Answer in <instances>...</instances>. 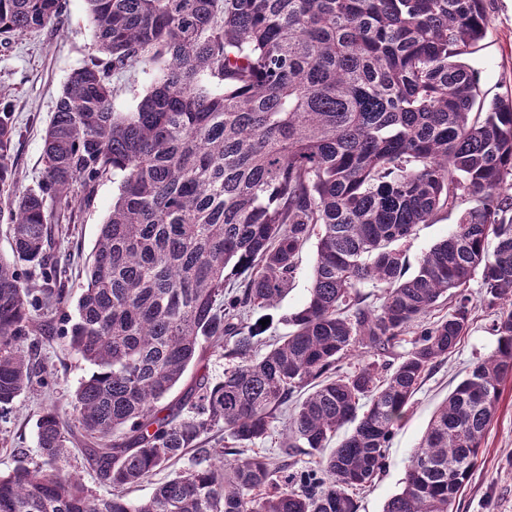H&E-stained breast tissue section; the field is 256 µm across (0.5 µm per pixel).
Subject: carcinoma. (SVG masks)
<instances>
[{"label":"carcinoma","instance_id":"cac0c4a2","mask_svg":"<svg viewBox=\"0 0 512 512\" xmlns=\"http://www.w3.org/2000/svg\"><path fill=\"white\" fill-rule=\"evenodd\" d=\"M105 60L67 79L45 130L44 172L17 193L15 126L0 91V407L30 388L20 339L70 302L51 253L108 174L120 177L64 336L92 366L72 400L37 422L50 463L89 441L83 464L108 488L62 467L0 475V512H358L426 373L468 334L467 284L480 276L496 348L431 419L401 490L383 512H453L512 376V99L485 102L462 61L487 31L485 0H86ZM62 0H0V35L57 21ZM153 71L117 112L111 77ZM478 203L406 276L397 243L463 197ZM317 259L288 332L253 355L250 313L288 291L310 238ZM24 262L39 272L30 288ZM241 286L224 290L228 276ZM385 286L364 304L359 286ZM448 314L423 323L442 299ZM421 326L400 361L351 373L358 348L385 352ZM215 348L224 376L191 377ZM353 430L327 455L338 429ZM224 430V446L207 435ZM283 448L318 453L290 471L241 449L275 430ZM196 450L195 463L140 501L127 490Z\"/></svg>","mask_w":512,"mask_h":512}]
</instances>
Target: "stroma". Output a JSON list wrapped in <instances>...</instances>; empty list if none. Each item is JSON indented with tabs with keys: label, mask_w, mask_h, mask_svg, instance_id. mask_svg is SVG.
<instances>
[{
	"label": "stroma",
	"mask_w": 512,
	"mask_h": 512,
	"mask_svg": "<svg viewBox=\"0 0 512 512\" xmlns=\"http://www.w3.org/2000/svg\"><path fill=\"white\" fill-rule=\"evenodd\" d=\"M488 32L470 47L464 60L479 76L485 100L512 94V0H486ZM96 54L94 33L85 0H64L57 23L22 36H0V87L8 88L17 135L13 155L19 186H35L43 174L44 132L56 101L70 74L89 64ZM151 78L141 69L113 77L116 111L132 110L150 86ZM116 180L104 179L93 203L80 211L75 224H63L56 237V252L69 266V287L80 294L92 248L107 218ZM460 210L440 213L428 224L417 225L404 242L407 272H414L421 257L435 243L450 234ZM316 259V243L308 241L299 254L298 268L278 308L271 310L267 338L284 336V314L307 299ZM472 321L447 361L437 364L424 377L407 415L396 429L387 450L385 465L372 485L356 496L358 512H383L387 500L402 486L409 458L417 447L434 411L465 377L470 366L497 345L492 316L484 303L480 279L471 280ZM61 317H53L49 335L39 337L37 357L49 375L46 382H34L31 389L9 408L0 409V475L9 473L19 457L39 463L37 420L44 409L71 413V396L91 366L73 352L63 336ZM454 512H512V378L502 386L497 414L491 423L483 451L470 479L457 495Z\"/></svg>",
	"instance_id": "obj_1"
}]
</instances>
